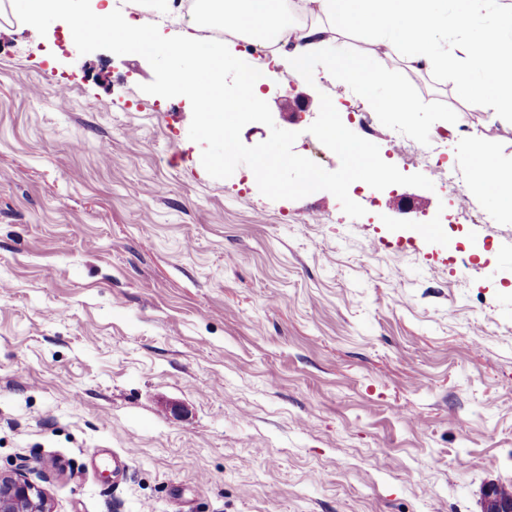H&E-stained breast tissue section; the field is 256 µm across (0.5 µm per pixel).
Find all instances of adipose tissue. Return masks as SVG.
I'll use <instances>...</instances> for the list:
<instances>
[{"instance_id":"adipose-tissue-1","label":"adipose tissue","mask_w":512,"mask_h":512,"mask_svg":"<svg viewBox=\"0 0 512 512\" xmlns=\"http://www.w3.org/2000/svg\"><path fill=\"white\" fill-rule=\"evenodd\" d=\"M208 2L226 24L247 37L293 43L292 53L270 70L271 81L287 85L293 70L349 83L370 111L396 114L408 125L414 123L416 109L407 90L389 81L382 58L404 53L428 65H447L448 36L460 31L464 21L463 13L445 8L444 0H300L302 11L313 19L308 27L291 21L288 0ZM476 3L491 21L472 31L466 64L457 70L455 83L460 95H480L489 111L512 116V8L504 7L502 0ZM50 6L72 28L91 29L94 38L122 36L129 53L169 54L176 66L159 91L191 102L200 135L221 146L209 159L214 169H223L234 159L238 128L257 121L267 110L264 95L250 79L251 68L240 67L232 42L208 36L207 24L161 43L154 40L152 30L116 8L114 0H95L81 10L74 9L71 0H50ZM353 31L373 35V56L357 57L340 45V34ZM229 71L236 74L230 90L224 83ZM458 155L469 170L468 195L512 217V168H502L492 148L476 150L466 141L460 143Z\"/></svg>"}]
</instances>
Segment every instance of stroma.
<instances>
[{"mask_svg": "<svg viewBox=\"0 0 512 512\" xmlns=\"http://www.w3.org/2000/svg\"><path fill=\"white\" fill-rule=\"evenodd\" d=\"M0 0V469L54 512H480L512 484V219L466 193L460 142L512 166V122L448 65L385 63L415 127L371 140L433 189L263 196L208 175L170 66L62 17L32 38ZM159 36L193 16L141 10ZM266 90L308 156L321 95L358 131L360 94ZM436 224L434 237L419 228ZM497 483L484 485L481 493L482 512H512V500H502L495 495Z\"/></svg>", "mask_w": 512, "mask_h": 512, "instance_id": "obj_1", "label": "stroma"}]
</instances>
